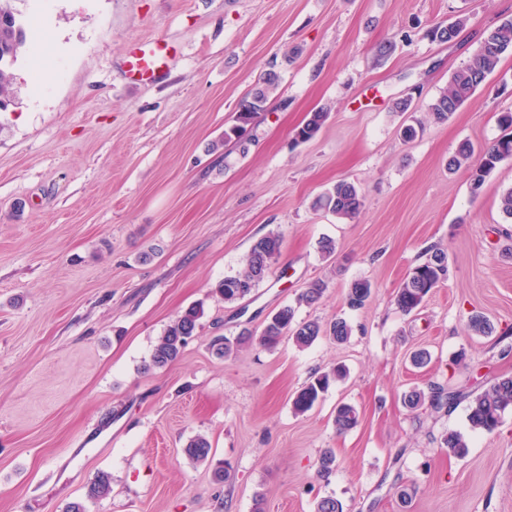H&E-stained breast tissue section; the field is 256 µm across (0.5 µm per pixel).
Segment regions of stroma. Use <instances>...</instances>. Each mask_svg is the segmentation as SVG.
Instances as JSON below:
<instances>
[{
	"mask_svg": "<svg viewBox=\"0 0 512 512\" xmlns=\"http://www.w3.org/2000/svg\"><path fill=\"white\" fill-rule=\"evenodd\" d=\"M43 30V98L33 100L29 51L9 68L15 97L0 112V512H64L102 472L107 497L88 512H512V411L488 433L467 406L404 403L431 385L481 388L512 377V219L499 208L512 160L479 196L448 159L501 136L512 112V53L446 123L426 110L486 31L512 18L507 0H12ZM468 21L449 43L425 29ZM164 38L165 77L129 80L121 52ZM396 51L374 63L376 47ZM280 74L243 145L206 146L232 124L269 68ZM411 99L408 112L393 105ZM328 119L313 140L293 135L310 112ZM424 121L414 140L403 126ZM359 186L351 220L312 207L339 180ZM282 237L265 280L244 299L214 293L258 238ZM336 252L324 258L321 240ZM449 278L409 314L395 304L428 249ZM372 294L349 308L351 283ZM322 282L321 299L299 295ZM204 315L181 358L147 364L166 326ZM290 305L299 321L345 319L348 342L288 338L220 358L212 337L261 329ZM495 330L477 336L472 314ZM425 349L430 364L410 357ZM464 361H457V354ZM342 364L309 412L292 398ZM356 427L337 431L338 404ZM461 433L469 453L444 445ZM212 447L195 463L196 436ZM336 470L317 476L325 449ZM223 465V481L213 469Z\"/></svg>",
	"mask_w": 512,
	"mask_h": 512,
	"instance_id": "35a3bbf8",
	"label": "stroma"
}]
</instances>
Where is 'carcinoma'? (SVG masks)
<instances>
[{
  "label": "carcinoma",
  "instance_id": "cac0c4a2",
  "mask_svg": "<svg viewBox=\"0 0 512 512\" xmlns=\"http://www.w3.org/2000/svg\"><path fill=\"white\" fill-rule=\"evenodd\" d=\"M467 18L462 16L448 25H436L427 29L423 37L439 42L452 41ZM26 45V32L11 8L10 0H0V109L8 106L14 95L11 82L5 74V68L12 65ZM512 52V19H505L490 28L472 60L455 70L443 90L428 105L427 114L435 123L449 120L457 110L470 100L487 79L498 69L504 54ZM279 74L270 70L263 74L257 87L250 93L237 113L235 124L224 129V137L208 144L207 151L215 153L224 145L234 141L241 143L246 127L257 114L267 110L270 93L277 87ZM328 113L317 110L310 113L306 122L298 129L296 140L308 141L315 138L321 131ZM473 148L464 142L448 161V169L454 170L470 163ZM512 158V133L502 136L496 144L487 150L481 162L471 167L470 191L478 196L484 186L487 175L505 159ZM363 205L362 195L358 186L344 180L336 182L332 188L320 195L316 206L335 214L340 219H352ZM282 244L281 236L271 232L259 238L249 249L244 268L233 276H227L219 282L215 293L224 302L234 303L256 288L270 270V265L279 253ZM449 267L447 253L441 248L431 249L430 255L420 264L413 267L400 284L395 297L397 307L409 314L417 310L425 297L439 285L448 280ZM372 285L367 280H356L351 283L346 294L347 304L359 308L369 299ZM203 315L202 308L192 306L181 313L164 331L151 354L149 366L164 368L177 361L188 343L194 336L198 321ZM469 330L476 335H489L494 331L491 321L482 315H475L468 323ZM349 324L338 319L326 330L316 321H296L295 309L284 306L267 318L259 337L263 346L276 345L283 336H289L303 347L311 345L319 336L326 335L338 343H345L351 336ZM253 341V334L247 330L230 339L217 336L211 346L219 357H228L238 352ZM346 376L342 366L327 371L317 372L310 376L308 382L296 393L292 400V408L296 414H304L311 410L323 397L330 386ZM432 403L453 408L462 400L468 401V421L475 430L494 432L502 423L505 413L512 411V377H501L489 383L480 392L474 394L462 389L448 390L441 386L433 388ZM357 409L341 403L336 406L335 424L339 431H346L358 424ZM448 452L456 457L468 455L469 445L464 436L451 431L444 439ZM211 446L203 436H196L185 446V454L194 462L209 460ZM335 455L326 450L318 460V476L329 479L335 468ZM111 491L110 476L102 472L89 484L85 499L69 503L65 512H86L85 501L98 500L106 497Z\"/></svg>",
  "mask_w": 512,
  "mask_h": 512
}]
</instances>
